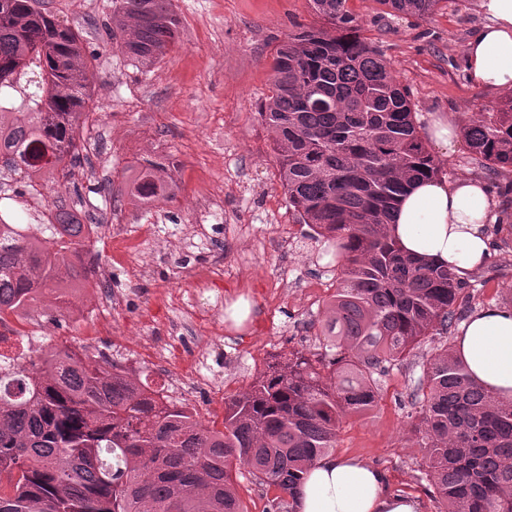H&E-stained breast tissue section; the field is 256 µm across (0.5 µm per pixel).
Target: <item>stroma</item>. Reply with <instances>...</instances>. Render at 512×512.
<instances>
[{
	"instance_id": "35a3bbf8",
	"label": "stroma",
	"mask_w": 512,
	"mask_h": 512,
	"mask_svg": "<svg viewBox=\"0 0 512 512\" xmlns=\"http://www.w3.org/2000/svg\"><path fill=\"white\" fill-rule=\"evenodd\" d=\"M111 0H50L49 9L83 29L94 51L91 80L96 121L89 134L100 158L76 169L73 180L94 205L101 226L95 250L111 271L107 286L123 300L107 318L74 316L61 333L68 345L93 352L117 330L119 354L130 376L165 385L167 371L130 343L135 336H167L180 317L174 298L196 300V330L185 350L205 351L222 385L198 407L202 421L221 416L224 400L245 391L271 357L324 351L323 309L334 277L321 243L308 236L288 208L269 133L258 108L269 93L271 63L290 32L317 24L310 0H174L181 21L179 46L152 69L114 50L103 27ZM362 34L410 92L417 115L450 112L458 123L491 108L497 97L475 90L464 48L483 19L476 0H445L424 20L384 14L378 0H349ZM162 165L175 191L205 196L222 189V213L203 224L204 244L183 236L189 212L163 203L164 216L149 223V203L128 188L142 159ZM151 235H143L144 226ZM491 256L474 282L468 306L479 312L512 306V213L490 228ZM291 277H284L285 269ZM249 298L252 313L241 330L214 335L205 320L214 305ZM423 374L421 356L408 357L380 379L377 406L344 418L334 456H356L378 469L391 494L418 497L421 512H437L423 455L409 433L407 395Z\"/></svg>"
}]
</instances>
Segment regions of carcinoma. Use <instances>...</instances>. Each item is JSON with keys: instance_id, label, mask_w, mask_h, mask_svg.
Returning <instances> with one entry per match:
<instances>
[{"instance_id": "cac0c4a2", "label": "carcinoma", "mask_w": 512, "mask_h": 512, "mask_svg": "<svg viewBox=\"0 0 512 512\" xmlns=\"http://www.w3.org/2000/svg\"><path fill=\"white\" fill-rule=\"evenodd\" d=\"M348 0H310L322 27L288 36L260 106L288 207L336 264L325 303V354L291 351L245 392L224 400L223 429L164 403L160 391L117 376L77 348L30 351L0 363V512H246L233 470L278 492L267 512H296L308 470L336 447L342 419L373 410L380 375L461 319L466 286L446 267L403 254L389 225L400 197L441 166L417 130L410 93L361 34ZM442 0H379L423 20ZM112 42L147 68L181 37L174 0H112ZM97 60L83 32L37 0H0V152L35 159L63 179L82 166ZM473 160L512 168V96L463 126ZM152 161L130 194L158 193ZM76 221L32 238L0 224V314L23 311L45 288L78 276L90 245ZM438 512H512V400L472 379L448 344L426 360L410 394Z\"/></svg>"}]
</instances>
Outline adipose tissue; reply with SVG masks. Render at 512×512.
Masks as SVG:
<instances>
[{
	"label": "adipose tissue",
	"instance_id": "obj_1",
	"mask_svg": "<svg viewBox=\"0 0 512 512\" xmlns=\"http://www.w3.org/2000/svg\"><path fill=\"white\" fill-rule=\"evenodd\" d=\"M484 18L465 54L474 87L512 93V0H478ZM502 220L498 200L474 177L429 178L400 198L389 227L407 256L451 269L465 280L489 254L488 227ZM454 352L479 383L512 398V307L491 305L460 328ZM382 474L355 458L326 456L310 469L296 512H419L410 495H389Z\"/></svg>",
	"mask_w": 512,
	"mask_h": 512
}]
</instances>
